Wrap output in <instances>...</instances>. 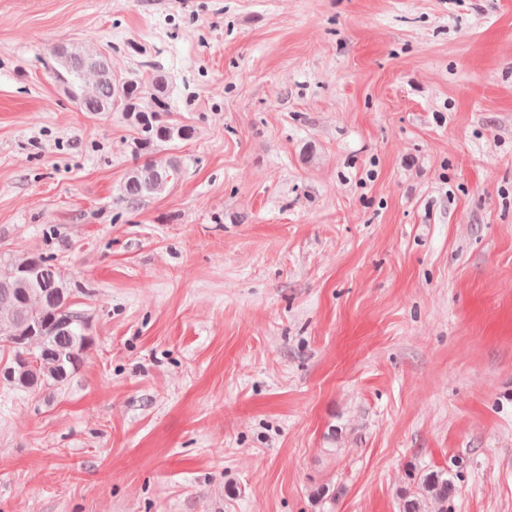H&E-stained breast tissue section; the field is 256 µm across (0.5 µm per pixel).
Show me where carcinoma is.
Returning a JSON list of instances; mask_svg holds the SVG:
<instances>
[{"mask_svg": "<svg viewBox=\"0 0 512 512\" xmlns=\"http://www.w3.org/2000/svg\"><path fill=\"white\" fill-rule=\"evenodd\" d=\"M51 70L65 94L84 112L126 113L137 130L132 154L151 152L162 144L186 141L194 128L171 124L160 113L170 111L167 76L160 70L146 81L112 74L106 56L78 47L58 46L49 53ZM93 81H85V75ZM180 166L168 160H148L133 167L126 178L123 198L132 207L162 194L178 178ZM78 284L60 273L54 255L15 256L0 266V349L8 358L0 363V383L24 391L64 386L76 374L93 338L88 318L74 308ZM422 492L403 500L401 512H426L427 502L437 512H448L456 492L455 479L444 470L430 471L421 481Z\"/></svg>", "mask_w": 512, "mask_h": 512, "instance_id": "carcinoma-1", "label": "carcinoma"}]
</instances>
